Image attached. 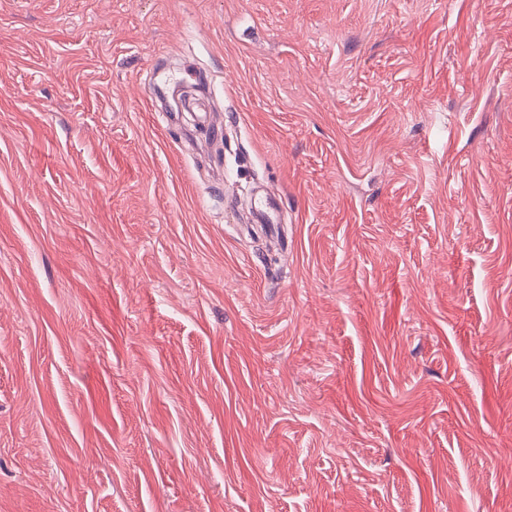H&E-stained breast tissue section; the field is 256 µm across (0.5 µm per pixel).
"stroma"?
Listing matches in <instances>:
<instances>
[{
	"label": "stroma",
	"instance_id": "stroma-1",
	"mask_svg": "<svg viewBox=\"0 0 512 512\" xmlns=\"http://www.w3.org/2000/svg\"><path fill=\"white\" fill-rule=\"evenodd\" d=\"M0 512H512V0H0Z\"/></svg>",
	"mask_w": 512,
	"mask_h": 512
}]
</instances>
